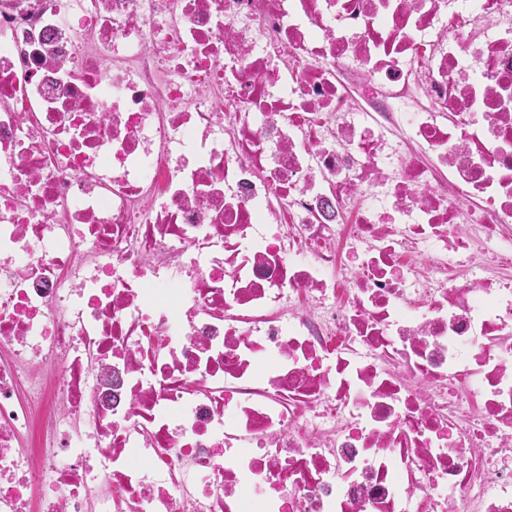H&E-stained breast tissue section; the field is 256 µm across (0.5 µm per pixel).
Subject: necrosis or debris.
Returning <instances> with one entry per match:
<instances>
[{
  "mask_svg": "<svg viewBox=\"0 0 512 512\" xmlns=\"http://www.w3.org/2000/svg\"><path fill=\"white\" fill-rule=\"evenodd\" d=\"M512 0H0V512H512Z\"/></svg>",
  "mask_w": 512,
  "mask_h": 512,
  "instance_id": "4bbe7bcc",
  "label": "necrosis or debris"
}]
</instances>
